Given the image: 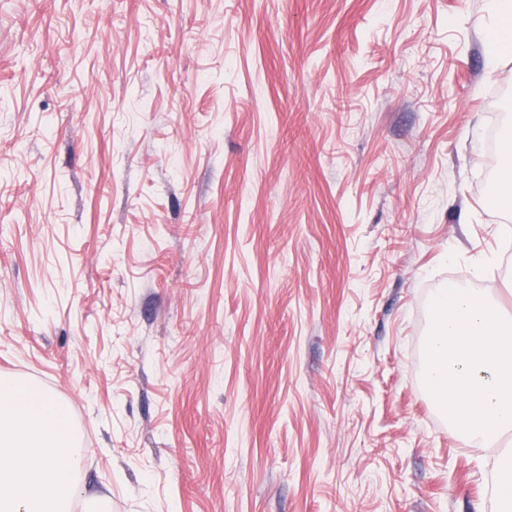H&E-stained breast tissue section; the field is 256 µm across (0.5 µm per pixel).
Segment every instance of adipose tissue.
Listing matches in <instances>:
<instances>
[{
	"label": "adipose tissue",
	"instance_id": "adipose-tissue-1",
	"mask_svg": "<svg viewBox=\"0 0 512 512\" xmlns=\"http://www.w3.org/2000/svg\"><path fill=\"white\" fill-rule=\"evenodd\" d=\"M81 461L65 407L0 376V512H70Z\"/></svg>",
	"mask_w": 512,
	"mask_h": 512
}]
</instances>
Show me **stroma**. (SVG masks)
Listing matches in <instances>:
<instances>
[{"label": "stroma", "mask_w": 512, "mask_h": 512, "mask_svg": "<svg viewBox=\"0 0 512 512\" xmlns=\"http://www.w3.org/2000/svg\"><path fill=\"white\" fill-rule=\"evenodd\" d=\"M496 0H0V375L82 512H500L422 372L512 317Z\"/></svg>", "instance_id": "1"}]
</instances>
